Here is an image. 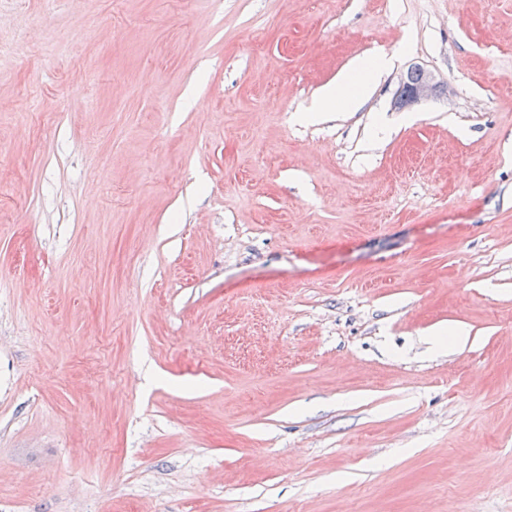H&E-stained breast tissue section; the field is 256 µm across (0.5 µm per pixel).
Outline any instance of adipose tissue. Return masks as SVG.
Wrapping results in <instances>:
<instances>
[{
  "instance_id": "1",
  "label": "adipose tissue",
  "mask_w": 512,
  "mask_h": 512,
  "mask_svg": "<svg viewBox=\"0 0 512 512\" xmlns=\"http://www.w3.org/2000/svg\"><path fill=\"white\" fill-rule=\"evenodd\" d=\"M385 58L367 62L356 61L350 72L339 75L335 83L325 86L313 109L318 113H326L338 104H346L350 109H358L377 76L387 67Z\"/></svg>"
}]
</instances>
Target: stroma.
Listing matches in <instances>:
<instances>
[{"instance_id": "35a3bbf8", "label": "stroma", "mask_w": 512, "mask_h": 512, "mask_svg": "<svg viewBox=\"0 0 512 512\" xmlns=\"http://www.w3.org/2000/svg\"><path fill=\"white\" fill-rule=\"evenodd\" d=\"M0 512H512V0H0ZM390 64L391 61L384 57L371 63L364 60L356 61L348 72L336 78V83L325 86L313 107L305 112H318L314 113V119H320L327 110L333 109L342 102L352 110L358 109L377 76ZM360 74L362 78L357 88L353 93H349L348 89L353 76ZM413 75H417L418 78L413 80ZM440 87L430 72L418 65H414L408 69L405 77L401 80L402 93L396 99L395 105L398 108L409 107L429 96L436 95Z\"/></svg>"}]
</instances>
